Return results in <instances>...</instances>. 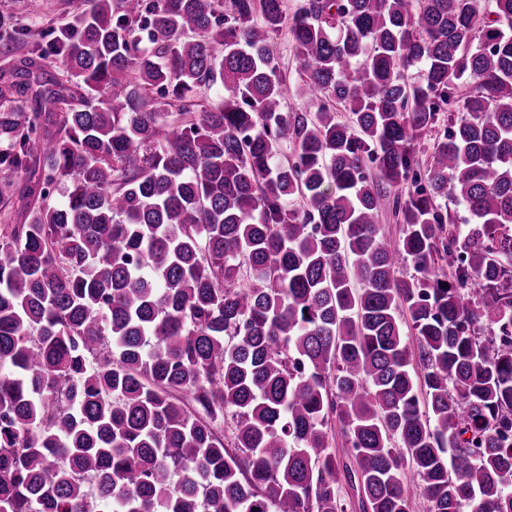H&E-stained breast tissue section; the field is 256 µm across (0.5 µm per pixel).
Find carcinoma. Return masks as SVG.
I'll return each instance as SVG.
<instances>
[{
  "instance_id": "cac0c4a2",
  "label": "carcinoma",
  "mask_w": 512,
  "mask_h": 512,
  "mask_svg": "<svg viewBox=\"0 0 512 512\" xmlns=\"http://www.w3.org/2000/svg\"><path fill=\"white\" fill-rule=\"evenodd\" d=\"M477 4L93 0L66 78L0 89L46 108L0 110L33 179L0 235V512H410L406 469L429 512H512V0ZM274 48L282 68L288 69V71L290 70L292 77L298 80L296 70L298 69L299 63L292 50L288 24H284L279 34L274 36Z\"/></svg>"
}]
</instances>
